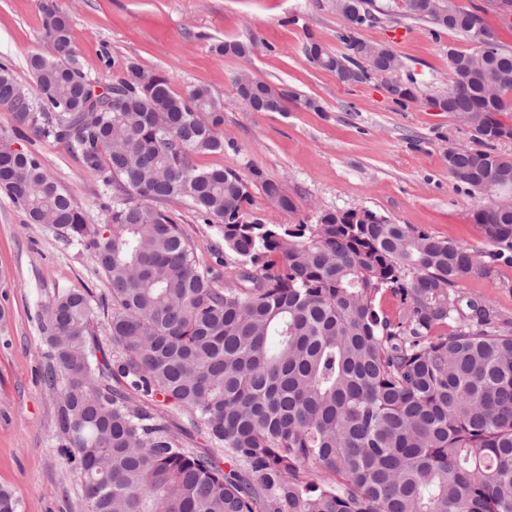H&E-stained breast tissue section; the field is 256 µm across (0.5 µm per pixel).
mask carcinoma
<instances>
[{
	"mask_svg": "<svg viewBox=\"0 0 512 512\" xmlns=\"http://www.w3.org/2000/svg\"><path fill=\"white\" fill-rule=\"evenodd\" d=\"M334 53L304 46L345 83L402 66L356 37L380 21L375 0H334ZM405 15L475 42L482 18L448 0H404ZM49 52L27 61L28 90L0 63V107L17 129L66 147L102 189L103 224L28 152L0 156V190L32 224H49L106 277L112 353L96 339L90 294L45 305L42 382L55 394L56 436L76 464L88 512H512V322L466 297L459 281L512 264V140L496 115L512 107V52L494 37L448 49L453 81L427 98L473 131L482 150L444 153L449 176L484 195L473 213L487 250L463 247L372 210L323 212L313 224H265L246 209L248 183L196 155L224 151V102L207 85L174 93L130 62L98 92L78 61L70 17L42 7ZM220 56L251 46L221 42ZM235 94L322 111L250 70ZM267 199L293 208L283 185ZM182 198L218 228L201 263L176 218ZM399 298L393 321L380 301ZM162 396L213 448H184L157 408ZM219 450L228 469L219 465Z\"/></svg>",
	"mask_w": 512,
	"mask_h": 512,
	"instance_id": "carcinoma-1",
	"label": "carcinoma"
}]
</instances>
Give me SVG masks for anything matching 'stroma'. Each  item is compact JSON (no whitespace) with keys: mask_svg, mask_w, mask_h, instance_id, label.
I'll return each mask as SVG.
<instances>
[{"mask_svg":"<svg viewBox=\"0 0 512 512\" xmlns=\"http://www.w3.org/2000/svg\"><path fill=\"white\" fill-rule=\"evenodd\" d=\"M69 15L78 59L93 81L117 79L128 62L165 74L179 94L205 84L224 100V150L195 156L201 168L221 166L250 188L249 209L269 224H311L319 213L369 209L396 224L474 248L484 242L472 220L478 192L448 175L443 155L476 148L471 129L453 114L426 104L452 81L448 51H476V42L405 18L402 0H377L387 15L359 29V39L389 46L405 68L394 77L341 82L310 62L307 40L343 51L342 20L334 0H0V63L32 86L27 59L47 52L40 2ZM478 11L498 44L512 52V21L503 0H449ZM252 44L248 63L212 52L213 44ZM273 86L316 101L313 112H253L236 97L232 78L241 66ZM412 81L416 102L400 105L389 80ZM11 112L0 108V138L37 154L45 170L68 189L91 223H104L101 189L62 145L32 133L17 134ZM283 184L295 204L286 211L262 190ZM201 262L212 263L215 230L182 200L166 202ZM461 292L487 302L512 321V266L493 264L470 275ZM87 291L93 304L107 297L104 276L88 255L51 226L29 223L0 194V487L18 501L17 512H85L78 471L54 435L55 397L42 383L45 365L40 315L59 292Z\"/></svg>","mask_w":512,"mask_h":512,"instance_id":"35a3bbf8","label":"stroma"}]
</instances>
